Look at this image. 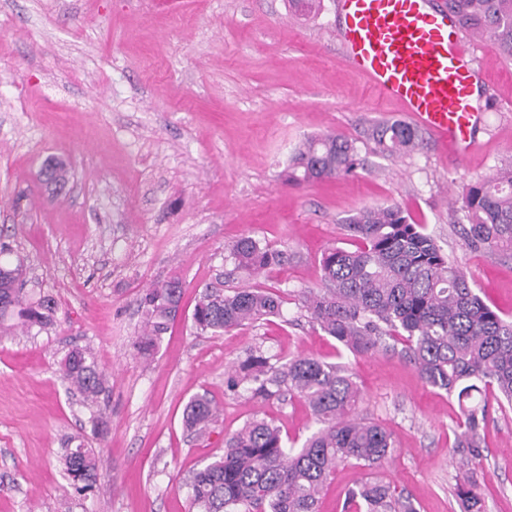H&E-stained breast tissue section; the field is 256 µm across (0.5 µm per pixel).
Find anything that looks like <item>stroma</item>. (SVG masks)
<instances>
[{
	"label": "stroma",
	"mask_w": 512,
	"mask_h": 512,
	"mask_svg": "<svg viewBox=\"0 0 512 512\" xmlns=\"http://www.w3.org/2000/svg\"><path fill=\"white\" fill-rule=\"evenodd\" d=\"M181 2L149 11L140 0H0V241L23 259L29 286L55 300L57 318L50 332L0 337V512H188L192 472L247 420H271L301 446L316 428L303 401L227 390L226 367L250 346L345 364L361 389L358 415L395 441L370 473L410 495L418 512H459L455 487L471 481L485 512H512V405L485 391L482 458L459 469L456 397L426 385L399 355L343 350L297 305L301 289L322 286V252L353 246L344 219L397 204L512 320V253L468 246L458 205L469 184L512 159V61L489 41L470 60L475 150L445 156L427 138L391 157L370 133L404 114L344 61L336 0L309 16L288 0ZM326 133L355 141L356 173L287 181L294 148ZM52 157L69 169L59 191L40 178ZM242 236L288 250L291 262L232 274L227 248ZM173 278L179 314L143 361L138 300ZM208 285L279 292L283 314L196 335L191 314ZM75 345L90 347L107 373L92 407L58 373ZM203 393L221 415L195 437L182 410ZM74 438L97 451L99 479L86 495L70 488L61 462ZM366 473L338 467L320 512H344L347 490Z\"/></svg>",
	"instance_id": "1"
}]
</instances>
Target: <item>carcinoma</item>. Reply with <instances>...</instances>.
<instances>
[{
  "mask_svg": "<svg viewBox=\"0 0 512 512\" xmlns=\"http://www.w3.org/2000/svg\"><path fill=\"white\" fill-rule=\"evenodd\" d=\"M445 5L464 32L488 38L504 59L512 60V0H445ZM373 137L379 151L390 156L414 152L422 142L418 128L402 122L378 126ZM357 166L353 141L324 134L295 150L287 180L299 182L308 173L321 180L336 178L354 173ZM41 174L49 185H65L67 170L59 160H47ZM461 210L471 247L512 252V162L468 185ZM345 228L357 245L322 253L324 287L300 292V308L349 352L396 353L413 364L427 385L456 396L461 420L454 447L462 468L475 465L482 458L481 430L489 414L482 387L496 389L497 400L512 405V320L481 299L466 270L401 206L363 208L345 219ZM228 258L232 273L245 276L290 261L288 251L250 236L235 241ZM9 296L10 289L0 290V327L14 321L28 329L54 325L52 299L29 295L14 303ZM180 299L177 279L146 289L140 300L145 321L134 343L141 358L148 360L158 351ZM282 306L280 295L260 288L226 294L207 287L194 308L192 326L200 334L221 336L279 317ZM60 371L86 402H96L104 390V370L86 349L67 353ZM226 383L233 390L247 383L263 401L297 396L319 428L302 447L289 448L273 423L263 418L245 422L224 440L221 456L192 474L189 499L196 512H319L323 487L339 464L373 468L394 451L390 431L356 415L360 392L341 364L305 354L274 362L251 347ZM216 419V408L205 394L184 406L182 422L190 434L204 435ZM63 465L74 490L93 488L98 477L94 449L82 442L66 449ZM455 499L460 512H484L473 485L457 486ZM346 507L354 512H417L410 497L372 478L348 492Z\"/></svg>",
  "mask_w": 512,
  "mask_h": 512,
  "instance_id": "obj_1",
  "label": "carcinoma"
}]
</instances>
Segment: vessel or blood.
<instances>
[{
    "mask_svg": "<svg viewBox=\"0 0 512 512\" xmlns=\"http://www.w3.org/2000/svg\"><path fill=\"white\" fill-rule=\"evenodd\" d=\"M336 38L346 62L383 97L398 102L442 152L475 146L472 106L476 44L430 0H337Z\"/></svg>",
    "mask_w": 512,
    "mask_h": 512,
    "instance_id": "vessel-or-blood-1",
    "label": "vessel or blood"
}]
</instances>
